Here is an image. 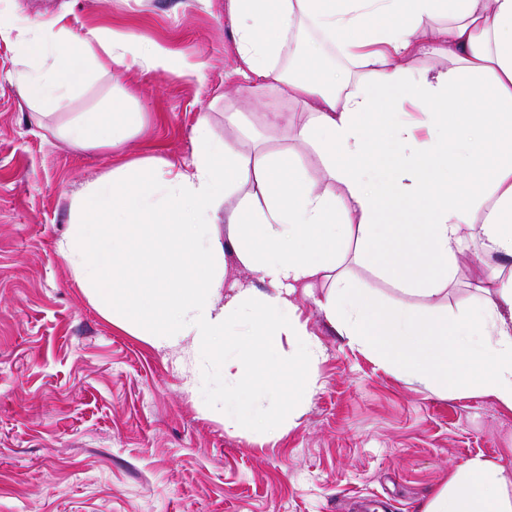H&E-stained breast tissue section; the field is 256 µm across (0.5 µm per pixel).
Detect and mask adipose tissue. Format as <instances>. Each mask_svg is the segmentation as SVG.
Listing matches in <instances>:
<instances>
[{
    "label": "adipose tissue",
    "mask_w": 512,
    "mask_h": 512,
    "mask_svg": "<svg viewBox=\"0 0 512 512\" xmlns=\"http://www.w3.org/2000/svg\"><path fill=\"white\" fill-rule=\"evenodd\" d=\"M224 12L253 98L288 89L306 119L292 124L289 147L251 132L245 156L201 118L189 169L138 159L87 184L58 252L90 302L157 350L190 339L221 352L234 371L228 425L261 370L312 380L321 351L297 316L300 293L381 367L405 368L438 395L471 391L512 410V276L487 274L460 318L438 301L460 255L512 258V0H224ZM302 22L345 66L300 42ZM0 39L14 46L21 97L42 121L126 63L178 69L164 46L97 28L72 38L59 19L34 34L0 20ZM420 58L441 64L415 68ZM406 102L423 114L428 140L416 139ZM144 121L116 96L55 133L76 147L116 148ZM302 149L319 154L321 176L299 162ZM398 210L406 223H388ZM400 239L409 249L391 251ZM230 255L252 280L227 281ZM350 258L408 302L382 306L357 287ZM505 488L502 466L474 458L424 512H512Z\"/></svg>",
    "instance_id": "ef3b65f1"
}]
</instances>
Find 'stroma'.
Wrapping results in <instances>:
<instances>
[{
	"label": "stroma",
	"mask_w": 512,
	"mask_h": 512,
	"mask_svg": "<svg viewBox=\"0 0 512 512\" xmlns=\"http://www.w3.org/2000/svg\"><path fill=\"white\" fill-rule=\"evenodd\" d=\"M30 31L67 14L85 26L154 41L185 75L119 67L74 97L99 112L112 95L146 112L121 149L77 148L28 118L0 40V512H421L450 469L481 457L501 465L512 495V410L473 393L439 396L351 347L313 299L296 304L322 356L312 383L281 372L253 388L252 409L288 411L284 434L254 441L225 427L224 362L192 343L160 352L107 321L58 253L75 195L122 164L193 161V129L237 140L228 112L265 129L266 113L305 118L287 89L252 101L224 0H0ZM512 258L459 256L443 296L463 311L485 269Z\"/></svg>",
	"instance_id": "obj_1"
}]
</instances>
